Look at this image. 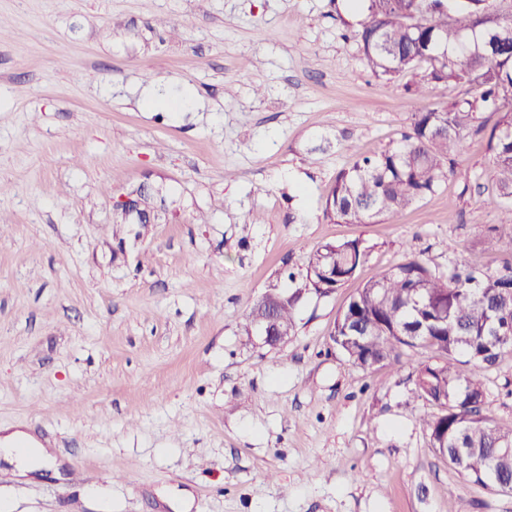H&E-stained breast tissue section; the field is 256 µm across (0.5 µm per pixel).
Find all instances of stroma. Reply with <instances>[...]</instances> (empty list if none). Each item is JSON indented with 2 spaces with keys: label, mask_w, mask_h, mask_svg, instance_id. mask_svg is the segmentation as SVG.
<instances>
[{
  "label": "stroma",
  "mask_w": 512,
  "mask_h": 512,
  "mask_svg": "<svg viewBox=\"0 0 512 512\" xmlns=\"http://www.w3.org/2000/svg\"><path fill=\"white\" fill-rule=\"evenodd\" d=\"M357 24L345 0H0V426L63 473L0 459V512H512L432 448L420 354L364 372L331 340L375 274H491L488 228L512 231L485 133L399 216L324 217L340 171L472 94L373 74ZM140 188L145 224L120 205ZM354 239V278L264 343L253 303ZM485 385L511 425L512 356Z\"/></svg>",
  "instance_id": "35a3bbf8"
}]
</instances>
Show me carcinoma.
<instances>
[{"mask_svg":"<svg viewBox=\"0 0 512 512\" xmlns=\"http://www.w3.org/2000/svg\"><path fill=\"white\" fill-rule=\"evenodd\" d=\"M365 0L357 38L376 75L423 71L407 86L423 96L431 83L472 86L475 96L412 114L401 144L341 171L326 218L369 224L395 217L456 174V156L478 114H499L491 134L494 180L512 199V15L489 0ZM357 240L328 242L306 257V280L282 298L276 315L293 332L295 305L312 287L328 293L353 276ZM512 322V262L493 274L454 269L437 275L408 256L371 277L336 319L332 341L353 366L368 371L402 363L406 351L432 356L415 369L414 399L436 412L420 417L432 448L468 482L512 488V427L482 413L484 373L512 355V335L493 336L492 318Z\"/></svg>","mask_w":512,"mask_h":512,"instance_id":"obj_1","label":"carcinoma"}]
</instances>
